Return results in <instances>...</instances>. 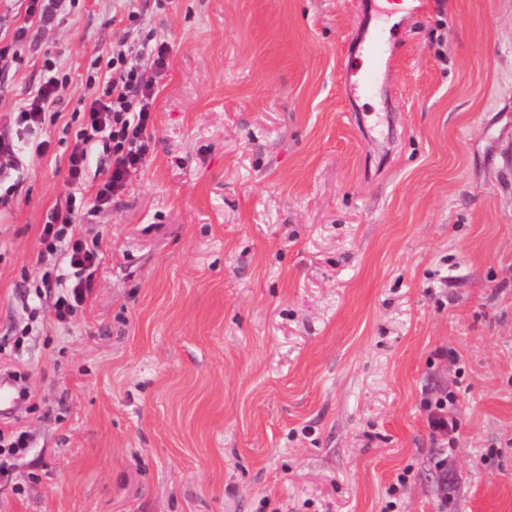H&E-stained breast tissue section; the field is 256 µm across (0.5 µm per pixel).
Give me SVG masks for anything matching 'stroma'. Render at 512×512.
<instances>
[{
	"instance_id": "obj_1",
	"label": "stroma",
	"mask_w": 512,
	"mask_h": 512,
	"mask_svg": "<svg viewBox=\"0 0 512 512\" xmlns=\"http://www.w3.org/2000/svg\"><path fill=\"white\" fill-rule=\"evenodd\" d=\"M0 0V127L67 74L49 141L0 166V512H512V0L403 21L386 94L348 96L366 0ZM168 42L154 143L70 324L32 313L62 128L113 46ZM37 323L15 348L12 330ZM459 400L448 473L424 402Z\"/></svg>"
}]
</instances>
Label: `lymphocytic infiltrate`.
Returning <instances> with one entry per match:
<instances>
[{
	"mask_svg": "<svg viewBox=\"0 0 512 512\" xmlns=\"http://www.w3.org/2000/svg\"><path fill=\"white\" fill-rule=\"evenodd\" d=\"M168 54L169 48L163 42L113 49L106 63L104 94L81 97L65 126L70 136L68 190L47 213L39 236L41 257L62 259L67 266L66 273L55 276L47 271L41 278L46 287L54 281L67 285L65 293L53 303L57 321H68L82 309L99 262L98 238L79 233V224L111 205L151 148L156 79L168 66ZM143 57L150 58V68L140 66ZM63 84V79L53 76L32 89L15 117L16 126L31 129L45 123ZM98 144L107 153L108 162L100 170L102 180L94 197L84 199L77 192Z\"/></svg>",
	"mask_w": 512,
	"mask_h": 512,
	"instance_id": "lymphocytic-infiltrate-1",
	"label": "lymphocytic infiltrate"
}]
</instances>
